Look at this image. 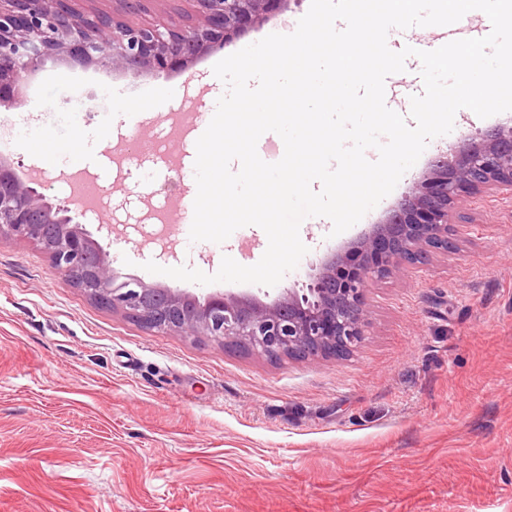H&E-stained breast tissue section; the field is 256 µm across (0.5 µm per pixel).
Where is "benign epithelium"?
<instances>
[{"mask_svg":"<svg viewBox=\"0 0 512 512\" xmlns=\"http://www.w3.org/2000/svg\"><path fill=\"white\" fill-rule=\"evenodd\" d=\"M78 0H0V106L42 58L66 55L87 64L140 72L175 62L182 68L257 28L288 0H189L165 24L136 22L153 0H115V12L76 7ZM512 195V127L477 134L441 152L385 221L309 274L306 292L284 291L271 303L250 295L187 291L139 280L118 281L109 253L70 215L0 159V242L22 240L48 254L54 269L109 310L182 336L239 343L268 359L351 355L368 324L370 283L397 274L429 248L448 246L452 209L462 196Z\"/></svg>","mask_w":512,"mask_h":512,"instance_id":"7a95c632","label":"benign epithelium"}]
</instances>
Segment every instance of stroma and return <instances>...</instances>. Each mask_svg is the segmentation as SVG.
Returning a JSON list of instances; mask_svg holds the SVG:
<instances>
[{"label":"stroma","mask_w":512,"mask_h":512,"mask_svg":"<svg viewBox=\"0 0 512 512\" xmlns=\"http://www.w3.org/2000/svg\"><path fill=\"white\" fill-rule=\"evenodd\" d=\"M288 0L259 28L188 70L135 75L45 60L0 108V157L68 198L65 167L106 179L103 208L80 224L120 280L276 298L312 266L382 222L435 154L468 135L512 126V111L458 112L396 188L347 231L305 223L308 252L277 286L198 284L146 262L215 273L223 257L256 264L268 246L250 225L226 241L161 256L163 193L152 142L195 156L180 112L214 115L224 84L213 66L303 17ZM133 112L151 113L141 129ZM111 142L120 157L100 151ZM451 249L374 280L369 323L349 357L272 361L202 338L149 330L100 307L24 241L0 243V512H512V196H465Z\"/></svg>","instance_id":"35a3bbf8"}]
</instances>
